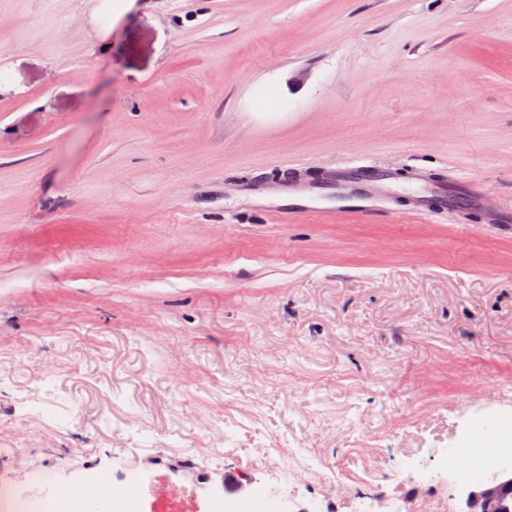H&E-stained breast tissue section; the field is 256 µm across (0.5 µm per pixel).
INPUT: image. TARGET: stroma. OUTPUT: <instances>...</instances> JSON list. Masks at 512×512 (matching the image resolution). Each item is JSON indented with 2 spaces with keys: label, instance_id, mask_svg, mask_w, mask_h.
<instances>
[{
  "label": "stroma",
  "instance_id": "35a3bbf8",
  "mask_svg": "<svg viewBox=\"0 0 512 512\" xmlns=\"http://www.w3.org/2000/svg\"><path fill=\"white\" fill-rule=\"evenodd\" d=\"M337 162L400 177L283 186ZM474 187L512 212V0H0V487L459 498L449 451L512 418ZM453 205L454 198L449 189L446 191L424 187L416 195L413 207L417 212L430 213L436 209L448 212Z\"/></svg>",
  "mask_w": 512,
  "mask_h": 512
}]
</instances>
